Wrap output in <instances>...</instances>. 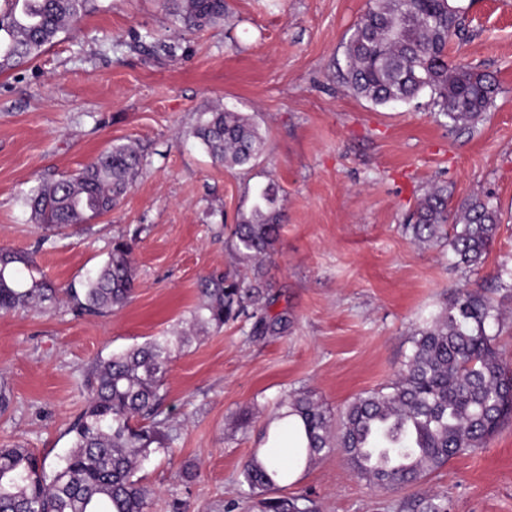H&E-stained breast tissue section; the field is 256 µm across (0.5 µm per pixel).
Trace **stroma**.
Returning <instances> with one entry per match:
<instances>
[{
  "mask_svg": "<svg viewBox=\"0 0 512 512\" xmlns=\"http://www.w3.org/2000/svg\"><path fill=\"white\" fill-rule=\"evenodd\" d=\"M366 3L228 0L223 21L180 38L166 0H95L36 60L0 73V247L32 252L65 286L100 266L114 238L138 237L122 308L81 316L64 299L0 314V382L11 394L0 444L54 467L87 405L93 361L183 330L190 341L172 358L163 412L178 439L138 473L155 491L149 512H259L240 471L267 445L281 399L307 390L337 411L383 386L452 288L512 269V0H459L466 32L448 57L501 88L470 132L449 129L429 94L383 107L348 89L343 46ZM216 105L253 118L267 139L261 156L234 169L213 162L192 131ZM115 144L143 157L121 205L40 244L24 195ZM434 183L451 207L478 196L499 210L474 271L403 229ZM269 184L281 229L263 274L280 329L254 334L245 316L193 324L199 279L234 267L227 228ZM278 493L307 497L314 512H401L433 496L448 512H512V423L413 486L370 485L336 451L295 468Z\"/></svg>",
  "mask_w": 512,
  "mask_h": 512,
  "instance_id": "1",
  "label": "stroma"
}]
</instances>
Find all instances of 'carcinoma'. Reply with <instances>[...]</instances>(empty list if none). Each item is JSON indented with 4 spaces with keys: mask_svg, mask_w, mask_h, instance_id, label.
I'll use <instances>...</instances> for the list:
<instances>
[{
    "mask_svg": "<svg viewBox=\"0 0 512 512\" xmlns=\"http://www.w3.org/2000/svg\"><path fill=\"white\" fill-rule=\"evenodd\" d=\"M0 9V71L39 57L59 34L77 23L92 0H4ZM185 32L224 19L226 0H168ZM456 0H368L344 45V78L352 91L378 106L409 103L428 91L439 114L457 131H470L495 102L494 77L467 63L448 61V44L461 35ZM211 158L226 166L250 163L266 138L241 112L215 109L193 131ZM141 155L114 145L77 174L26 194L32 220L58 230L111 212L139 175ZM275 192L263 189L249 215L234 225L232 249L239 269L214 271L200 280L202 301L193 312L201 325L221 328L243 314L254 333L276 331L267 320L269 299L259 261L270 256L280 219ZM500 224L490 201L471 198L448 209V188L433 185L418 199L405 225L413 241L448 246L454 265H481ZM137 234L112 242L104 263L76 285L55 288L34 275L28 253L0 248V312L38 310L66 295L80 314L103 315L133 294L132 253ZM496 300L467 286L452 291L431 321L419 327L413 350L395 378L357 395L339 415L297 391L279 403L278 418H293L303 433L296 459L310 462L341 450L354 471L382 488L416 484L466 451L486 446L512 418V367L496 347L491 325ZM187 337L179 332L98 359L85 379L87 406L70 428L73 442L52 469L32 451L0 448V512H147L154 491L136 477L151 454L172 447L175 437L159 419L165 376ZM264 512H312L304 497H271L278 470L257 456L241 471Z\"/></svg>",
    "mask_w": 512,
    "mask_h": 512,
    "instance_id": "cac0c4a2",
    "label": "carcinoma"
}]
</instances>
